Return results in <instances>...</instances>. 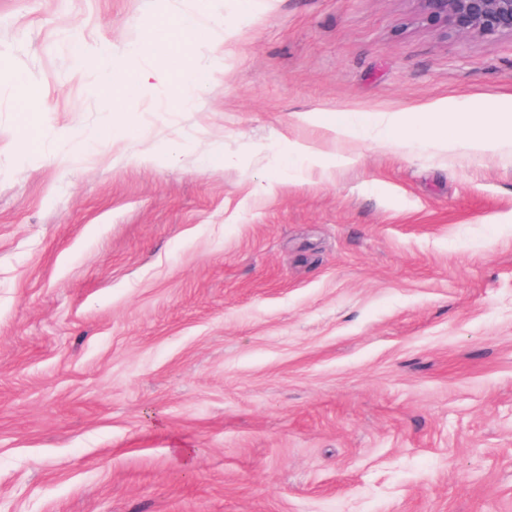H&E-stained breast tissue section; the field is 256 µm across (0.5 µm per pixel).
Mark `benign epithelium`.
Masks as SVG:
<instances>
[{"label":"benign epithelium","mask_w":512,"mask_h":512,"mask_svg":"<svg viewBox=\"0 0 512 512\" xmlns=\"http://www.w3.org/2000/svg\"><path fill=\"white\" fill-rule=\"evenodd\" d=\"M427 18L461 35L512 36V0H421Z\"/></svg>","instance_id":"benign-epithelium-1"}]
</instances>
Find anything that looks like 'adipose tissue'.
<instances>
[{"mask_svg":"<svg viewBox=\"0 0 512 512\" xmlns=\"http://www.w3.org/2000/svg\"><path fill=\"white\" fill-rule=\"evenodd\" d=\"M204 24L221 29L226 19L221 15L203 18L189 12L180 14L176 21L183 56L181 102L187 108L195 106L198 94L217 61L215 45L203 46L199 43L198 32ZM138 54L139 47L134 43L124 44L117 49L115 61L104 75L105 81L123 78L129 68H136ZM136 70L135 80L127 85L128 92L133 95L148 87L167 85L171 79L169 66L165 63ZM325 126L340 140L374 142L394 147L414 139H423L445 149L464 148L483 153L512 143V101L469 112L453 108L438 112H409L382 122L366 113L353 117L339 112L327 118ZM349 161V156L343 152H326L290 139L285 140L283 150L273 156L281 178L288 180L305 178L315 168L332 171Z\"/></svg>","mask_w":512,"mask_h":512,"instance_id":"1","label":"adipose tissue"}]
</instances>
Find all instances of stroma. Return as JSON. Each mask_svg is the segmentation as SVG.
Segmentation results:
<instances>
[{"mask_svg": "<svg viewBox=\"0 0 512 512\" xmlns=\"http://www.w3.org/2000/svg\"><path fill=\"white\" fill-rule=\"evenodd\" d=\"M227 8L0 0V512H512V150L266 160L336 148L326 113L512 98V37L262 0L198 108L75 65L154 26L149 65ZM114 112L127 141L69 154ZM284 149L273 155V162L283 179H304L310 170L332 171L351 162L343 152H325L284 137Z\"/></svg>", "mask_w": 512, "mask_h": 512, "instance_id": "stroma-1", "label": "stroma"}]
</instances>
